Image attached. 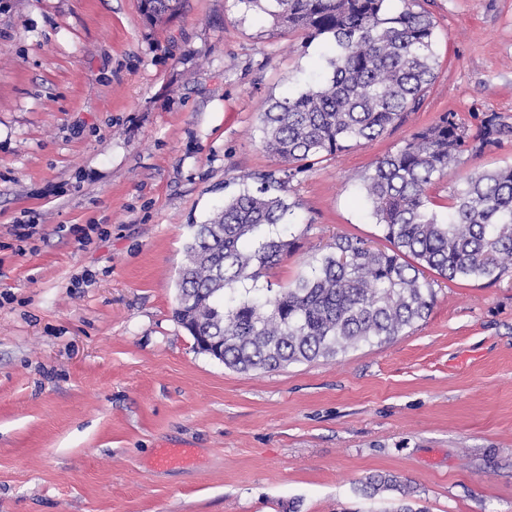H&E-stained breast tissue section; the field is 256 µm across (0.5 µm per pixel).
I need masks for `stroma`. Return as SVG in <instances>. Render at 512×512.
Here are the masks:
<instances>
[{"mask_svg":"<svg viewBox=\"0 0 512 512\" xmlns=\"http://www.w3.org/2000/svg\"><path fill=\"white\" fill-rule=\"evenodd\" d=\"M437 78L377 140L289 173L260 112L327 69L335 43L246 0H0V512H512V269L436 279L406 335L346 356L239 372L173 316L190 227L287 178L298 247L258 284L288 286L336 236L382 246L361 194L376 158L446 112L470 140L428 193L512 164V0H418ZM498 115L497 144L480 147ZM34 230L26 239L17 225ZM188 448L183 466L158 448ZM179 0H141V10L147 22L153 24L165 15L176 12ZM361 495L368 499H375L386 492H396L400 498L394 512H422L415 509L411 502L413 490L410 485L399 480V477L387 473H375L360 480L358 489Z\"/></svg>","mask_w":512,"mask_h":512,"instance_id":"obj_1","label":"stroma"}]
</instances>
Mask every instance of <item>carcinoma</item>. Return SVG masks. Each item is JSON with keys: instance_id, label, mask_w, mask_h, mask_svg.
Instances as JSON below:
<instances>
[{"instance_id": "obj_1", "label": "carcinoma", "mask_w": 512, "mask_h": 512, "mask_svg": "<svg viewBox=\"0 0 512 512\" xmlns=\"http://www.w3.org/2000/svg\"><path fill=\"white\" fill-rule=\"evenodd\" d=\"M274 23L310 37L330 34L331 72L303 91L268 105L258 126L262 148L291 170L352 143L372 142L416 111L435 78L434 23L403 0H245ZM179 0H141L147 22L176 12ZM504 126L486 116L478 140L498 142ZM467 144L454 112L376 159L363 179L365 197L386 249L338 236L313 257L310 271L286 288H249L261 271L296 248L286 181L265 175L201 224L190 225L174 316L193 336L224 341V365L275 370L337 358L389 343L426 317L434 302L424 269L450 281L497 282L512 266V165L475 173L454 196L445 219L429 186L449 174ZM368 499L399 494L394 512L413 507L410 485L375 473L360 480Z\"/></svg>"}]
</instances>
